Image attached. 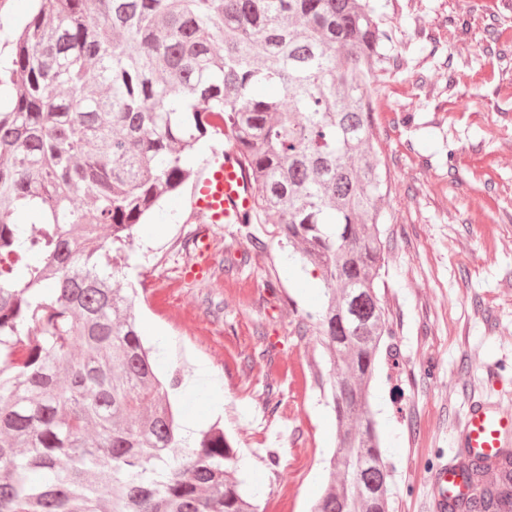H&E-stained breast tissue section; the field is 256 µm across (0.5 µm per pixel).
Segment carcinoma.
Masks as SVG:
<instances>
[{"label":"carcinoma","instance_id":"cac0c4a2","mask_svg":"<svg viewBox=\"0 0 512 512\" xmlns=\"http://www.w3.org/2000/svg\"><path fill=\"white\" fill-rule=\"evenodd\" d=\"M37 2L0 103V512H259L224 429L179 432L119 277L134 227L220 134L258 187L243 226L271 225L323 284L306 319L336 448L311 512H391L369 401L392 336L375 0ZM497 462L467 512H512Z\"/></svg>","mask_w":512,"mask_h":512}]
</instances>
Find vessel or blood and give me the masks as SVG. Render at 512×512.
Returning <instances> with one entry per match:
<instances>
[{"label":"vessel or blood","instance_id":"b4317fda","mask_svg":"<svg viewBox=\"0 0 512 512\" xmlns=\"http://www.w3.org/2000/svg\"><path fill=\"white\" fill-rule=\"evenodd\" d=\"M254 185L247 169L234 153L224 152L207 163L195 182L188 206L196 229V262L191 269L198 275L207 271L213 260L209 231L214 224H239L250 212ZM463 449L472 457L492 460L506 446V435H512V412L486 403H472L460 428ZM436 512H448L464 491L460 472L445 464L432 475Z\"/></svg>","mask_w":512,"mask_h":512}]
</instances>
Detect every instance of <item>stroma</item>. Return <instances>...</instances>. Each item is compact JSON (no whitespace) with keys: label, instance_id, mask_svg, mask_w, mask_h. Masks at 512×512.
I'll return each instance as SVG.
<instances>
[{"label":"stroma","instance_id":"1","mask_svg":"<svg viewBox=\"0 0 512 512\" xmlns=\"http://www.w3.org/2000/svg\"><path fill=\"white\" fill-rule=\"evenodd\" d=\"M377 3L395 33L370 95L390 174L380 294L400 355L380 364L371 404L394 512H435L431 472L459 448L468 406L512 411V0ZM458 14L455 39L447 19ZM191 190L164 196L127 249L139 330L168 337L159 372L190 377L170 398L182 424L220 421L262 512H310L336 445L324 349L298 331L302 311L321 305L320 281L265 224L212 225L210 270L183 279L195 261Z\"/></svg>","mask_w":512,"mask_h":512}]
</instances>
